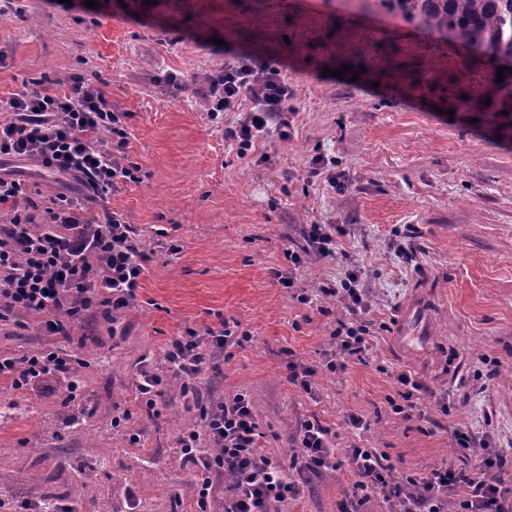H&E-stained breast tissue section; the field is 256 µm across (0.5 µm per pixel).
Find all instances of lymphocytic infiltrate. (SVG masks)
<instances>
[{"instance_id":"f902f5d3","label":"lymphocytic infiltrate","mask_w":512,"mask_h":512,"mask_svg":"<svg viewBox=\"0 0 512 512\" xmlns=\"http://www.w3.org/2000/svg\"><path fill=\"white\" fill-rule=\"evenodd\" d=\"M289 95L278 66L236 60L212 79L207 102L211 116L237 113L228 135L244 152L269 130L287 135ZM128 118L113 109L103 85L78 75L71 76L63 94L27 82L0 98V207L9 210L8 220L0 223V323L34 314L44 335L66 338L85 314L114 322L136 301L148 257L126 215L104 205L108 196L148 177L128 152ZM6 160L53 176L56 193L35 201L23 171L3 168ZM338 232L334 224L307 225L304 245L289 249L287 268L271 269V277L294 288L296 273L309 258L335 255ZM317 295L337 298L350 313L337 320L336 345L325 361L329 371L344 370L369 347V295L360 269L347 268ZM243 343L227 323L218 330L187 327L171 339L166 359L188 379L184 391L189 394L190 381L205 361L204 347L225 350ZM75 364L73 355L53 349L20 359L0 355V377L21 389L70 375ZM194 407L202 429L184 432L179 444L185 459L204 473L197 485L199 506H206L214 477L223 475L228 478L224 512H271L273 505L297 495V483L262 452L247 394L210 405L198 399ZM297 441L299 473L336 468L330 431L318 420L305 421ZM347 458L356 490L396 500L399 512H448L452 502L457 512H512V494L503 487L512 458L497 448H484L473 471L440 466L399 482L379 449L352 448Z\"/></svg>"}]
</instances>
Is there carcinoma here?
Returning <instances> with one entry per match:
<instances>
[{
  "label": "carcinoma",
  "mask_w": 512,
  "mask_h": 512,
  "mask_svg": "<svg viewBox=\"0 0 512 512\" xmlns=\"http://www.w3.org/2000/svg\"><path fill=\"white\" fill-rule=\"evenodd\" d=\"M492 64L512 63V0H380Z\"/></svg>",
  "instance_id": "1"
}]
</instances>
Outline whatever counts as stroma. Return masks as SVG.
<instances>
[{
  "instance_id": "35a3bbf8",
  "label": "stroma",
  "mask_w": 512,
  "mask_h": 512,
  "mask_svg": "<svg viewBox=\"0 0 512 512\" xmlns=\"http://www.w3.org/2000/svg\"><path fill=\"white\" fill-rule=\"evenodd\" d=\"M1 45L0 98L31 79L62 93L73 74L106 82L113 107L132 115L130 152L150 177L108 200L149 255L116 325L98 316L67 340L39 335L36 316L0 326L2 354L51 347L80 360L72 380L17 390L0 378V402L18 405L0 418V512L47 497L68 512H222L220 492L199 509L195 468L177 446L198 421L164 353L187 326L250 333L231 352L208 349L196 385L214 403L250 395L260 446L291 480L301 424L332 432L340 468L304 482L288 512H396L380 495L358 503L344 463L354 446L382 449L399 476L471 468L489 436L512 455V141L484 106L498 95L497 67L379 0H29L25 15L0 14ZM238 57L278 62L295 112L289 137L271 131L244 154L224 136L235 114L211 119L204 101L205 76ZM346 66L358 80L334 77ZM321 155L335 158V183L311 176ZM309 224L344 233L334 256L300 268L297 287L334 282L351 260L372 301L369 348L336 373L323 354L347 309L296 303L269 274L287 267ZM416 291L434 346L460 351L458 375L393 350ZM292 359L316 367L311 392L288 383ZM143 369L165 381L154 417L136 389ZM406 371L423 385L409 419L389 404ZM352 414L364 428L348 425ZM460 428L474 437L465 453Z\"/></svg>"
}]
</instances>
